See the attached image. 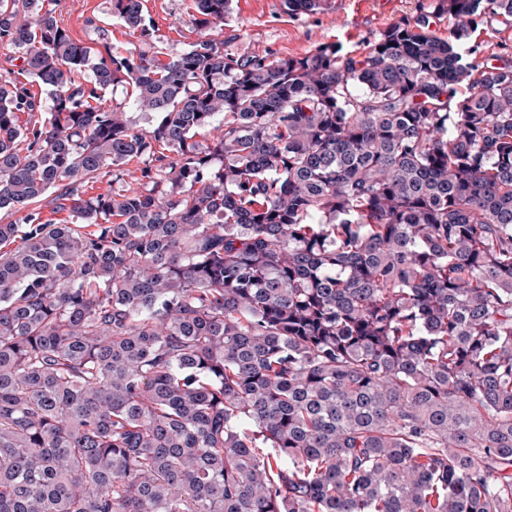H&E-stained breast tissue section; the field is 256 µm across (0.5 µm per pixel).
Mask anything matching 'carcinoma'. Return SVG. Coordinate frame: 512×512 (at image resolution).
<instances>
[{"label":"carcinoma","mask_w":512,"mask_h":512,"mask_svg":"<svg viewBox=\"0 0 512 512\" xmlns=\"http://www.w3.org/2000/svg\"><path fill=\"white\" fill-rule=\"evenodd\" d=\"M48 2L0 0V512H512V51H460L512 0L285 57L193 0L168 61Z\"/></svg>","instance_id":"cac0c4a2"}]
</instances>
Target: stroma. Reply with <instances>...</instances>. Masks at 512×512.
<instances>
[{
    "instance_id": "stroma-1",
    "label": "stroma",
    "mask_w": 512,
    "mask_h": 512,
    "mask_svg": "<svg viewBox=\"0 0 512 512\" xmlns=\"http://www.w3.org/2000/svg\"><path fill=\"white\" fill-rule=\"evenodd\" d=\"M430 0H329L324 11L288 16L280 0H233L223 24L212 34L228 49L276 52L301 56L322 43L338 42L350 51L362 48L366 39L378 36L389 25L415 17ZM158 29L159 46L166 56H175L197 38L193 0H147ZM55 16L74 39L90 42L93 18L109 33L113 46L139 51L142 43L111 11L109 0H54Z\"/></svg>"
}]
</instances>
